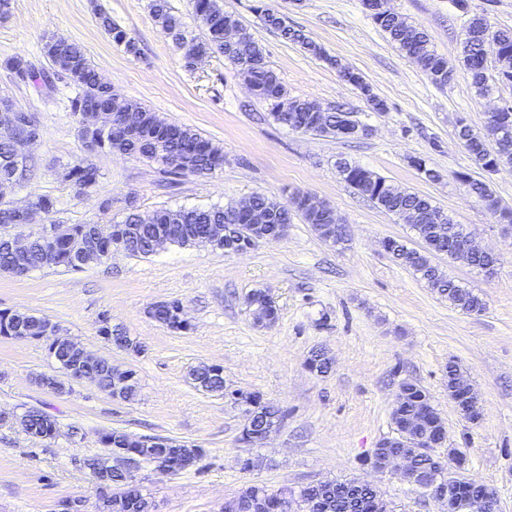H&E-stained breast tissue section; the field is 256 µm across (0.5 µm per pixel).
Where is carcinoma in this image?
I'll use <instances>...</instances> for the list:
<instances>
[{"instance_id": "obj_1", "label": "carcinoma", "mask_w": 512, "mask_h": 512, "mask_svg": "<svg viewBox=\"0 0 512 512\" xmlns=\"http://www.w3.org/2000/svg\"><path fill=\"white\" fill-rule=\"evenodd\" d=\"M153 16L161 30L171 38L178 49L182 50L185 67L192 69L202 54L219 53L231 65L235 66L252 84L255 95L270 103V116L274 122L292 130L305 134L336 135V124L341 122L346 111L318 109L309 99L288 98L276 74L270 70L264 60V49L253 35L243 27L241 22L231 13L224 11L219 0H193V9L204 35L199 36L185 26L181 17L173 13L168 0H151ZM102 27L112 41L124 47L131 55L139 54L137 41L125 29L116 24L104 11L99 12ZM372 19L409 57L413 58L425 71L430 80L439 86L448 83V68L443 57L431 48L427 34L419 27L395 14H374ZM266 26L280 31L281 35L299 43L311 54L322 57L321 46L310 40L299 30L285 25L278 14L266 12L263 15ZM237 32V39L232 44H224V29ZM43 56L51 65L53 74L65 77L76 87L75 95L70 99L72 113L83 112L95 104L107 112L118 115L127 112L140 124L136 136H129L121 125H111L104 130L89 133L78 130L81 145L91 140L97 143V153L139 154L159 165L167 182L175 185L177 179L188 175L204 176L213 173L224 163L221 148L204 138L195 130L175 124H161L160 118L140 103L125 99L104 87L98 82V73L90 64L84 47L55 34L43 36ZM498 54L501 68L512 70V31H498V38L492 44L484 46L460 43V60L470 72L475 93L485 97L494 88V80L490 79L480 67L479 57ZM0 68L13 79H22V83L32 84L37 88L49 89L53 81L43 70H39L24 55L17 54L0 62ZM366 97L372 109L382 112L386 104L371 92L360 76L348 80ZM494 145H489L487 135L464 124L456 129V136L470 142V155L482 169L490 172L502 166H512V120L508 125L497 127ZM91 153L83 150L69 167V178L81 195L84 190L97 182L98 171L90 159ZM16 161L7 142L0 139V179L13 175ZM338 173L350 186L356 189L383 210L398 216L410 217V227L415 231L421 246L413 248L398 240L385 242V249L403 267L411 270L428 287L435 290L448 303L466 312H480L483 308L482 299L468 288L461 286L447 277L432 263V239L443 237L439 242V250L450 259L477 268L485 273H494L498 261H489L482 256H471L452 249V239L459 234L461 225L441 208L435 206L431 199L417 192L395 185L384 177L343 158L336 162ZM458 178L466 183L470 190L480 197L488 210L498 220L512 224V210L500 208L489 185L461 173ZM299 213L306 223L313 226L319 234H324L322 225L331 223V219L323 212L313 211L305 204V198L292 195L287 203H282L267 196L256 194L246 200V209L238 211V207L226 209L213 207L209 209H163L155 212L149 222H140V216L131 213L122 222L129 232L137 237V244L130 249L128 255L147 257L150 245L159 233H176L180 230L198 232L208 224H289L292 212ZM79 235L92 239L91 227L87 224H67L65 233L52 242L36 243L27 251L16 254L6 247L0 246V272L11 273L14 267L23 266L33 272L43 268H62L67 272H79L81 267L74 260L68 247L69 237ZM252 306L255 307L256 322L270 324L277 320L278 310L273 302L266 301L264 293H253ZM179 302L169 301L153 306L152 318L169 328L186 332L190 326L183 323L178 313ZM57 328L45 318L21 316L14 311H0V336H32L46 335V328ZM86 374L97 380L101 390L113 393L120 392L125 400L132 399L138 389L135 372L128 374L112 367V363L102 358L90 365ZM190 377L201 389L211 393L224 392V374L217 365L201 364L190 371ZM404 394L397 395L392 411V421L397 427L409 429V435L417 436L424 432L423 426L432 423L438 414L426 392L418 385L403 381ZM468 388L466 373L455 363L448 364V395L455 398L464 407L469 406L464 395ZM240 400L252 410V429L242 435V440L259 442L268 428L277 425L283 417L281 409L273 403L248 391H239ZM21 427L34 434L58 431L57 422L42 410L34 407L26 409L16 416ZM159 441L152 447H141L130 439V434L111 429L101 436L102 444L109 448H127L148 459L161 454H172L177 451L176 442L152 436L146 440ZM438 458L429 453H420L413 459L412 469L422 475H431L439 471ZM296 494V490L283 488L270 492L263 486L253 485L238 495V503L230 502L224 512H286L288 501ZM301 495L313 502L312 512H387V503L379 492L364 488L357 480H328L316 485L301 488ZM152 502L144 494L142 486L128 485L121 500L116 502L112 512H151Z\"/></svg>"}]
</instances>
